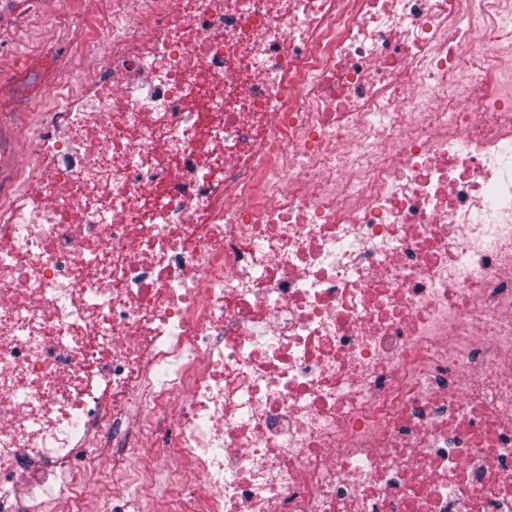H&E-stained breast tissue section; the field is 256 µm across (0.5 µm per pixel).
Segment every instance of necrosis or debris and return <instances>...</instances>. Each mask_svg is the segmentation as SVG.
Returning a JSON list of instances; mask_svg holds the SVG:
<instances>
[{
    "mask_svg": "<svg viewBox=\"0 0 512 512\" xmlns=\"http://www.w3.org/2000/svg\"><path fill=\"white\" fill-rule=\"evenodd\" d=\"M84 2L0 63V512H512V0Z\"/></svg>",
    "mask_w": 512,
    "mask_h": 512,
    "instance_id": "1",
    "label": "necrosis or debris"
}]
</instances>
